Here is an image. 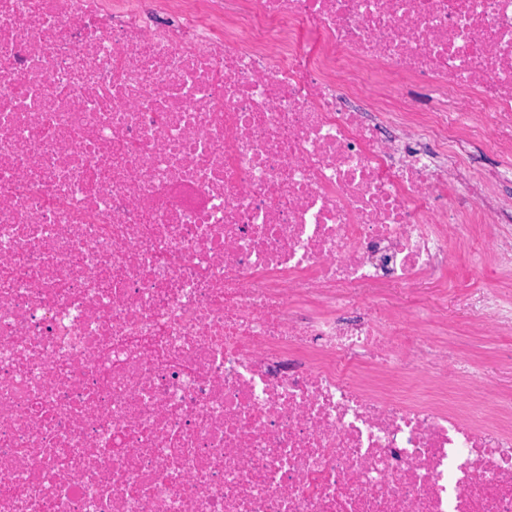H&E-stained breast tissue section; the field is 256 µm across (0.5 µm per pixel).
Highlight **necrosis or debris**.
Segmentation results:
<instances>
[{
	"instance_id": "obj_1",
	"label": "necrosis or debris",
	"mask_w": 512,
	"mask_h": 512,
	"mask_svg": "<svg viewBox=\"0 0 512 512\" xmlns=\"http://www.w3.org/2000/svg\"><path fill=\"white\" fill-rule=\"evenodd\" d=\"M511 175L512 0H0V512H512L376 300ZM463 161L470 168L481 170L494 167L498 161H502V158L496 156L482 143H475L467 148L463 155Z\"/></svg>"
}]
</instances>
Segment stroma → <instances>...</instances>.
<instances>
[{"mask_svg":"<svg viewBox=\"0 0 512 512\" xmlns=\"http://www.w3.org/2000/svg\"><path fill=\"white\" fill-rule=\"evenodd\" d=\"M467 242L448 245V265L439 283L386 290L384 298L394 310L408 308L417 323L443 320L448 326L449 343L458 345L462 357L484 379L478 396L487 406L501 397H512V329L496 335L476 330L472 321L479 310L478 298L490 288H500V267L495 266V246L485 255L470 256ZM502 305L512 306V287L500 288Z\"/></svg>","mask_w":512,"mask_h":512,"instance_id":"35a3bbf8","label":"stroma"}]
</instances>
